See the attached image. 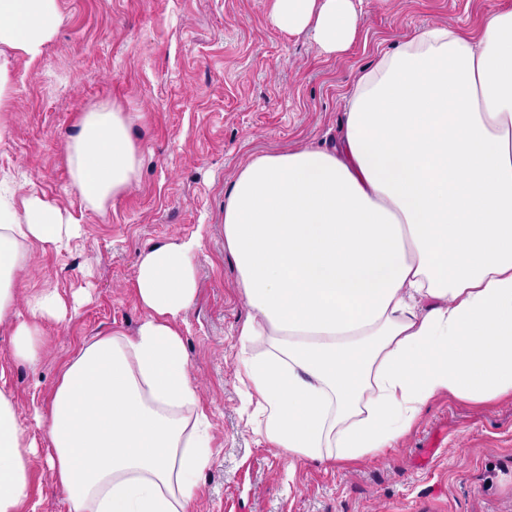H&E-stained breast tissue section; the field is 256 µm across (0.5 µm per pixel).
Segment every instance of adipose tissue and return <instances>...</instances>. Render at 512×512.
<instances>
[{
  "label": "adipose tissue",
  "instance_id": "adipose-tissue-1",
  "mask_svg": "<svg viewBox=\"0 0 512 512\" xmlns=\"http://www.w3.org/2000/svg\"><path fill=\"white\" fill-rule=\"evenodd\" d=\"M327 54L355 34L352 0H273ZM58 0H0V112L14 61L37 59ZM73 184L101 209L137 182L125 113L84 109L67 145ZM56 204L0 194V324L34 365L63 302L15 309L28 248L70 237ZM192 241L154 246L136 293L147 317L84 343L62 367L44 433L67 512H190L211 460L209 423L178 320L196 296ZM224 248L248 307L242 378L261 434L289 463L393 448L446 393L512 399V11L479 33L420 31L362 72L333 147L256 157L224 196ZM35 448L0 391V512L29 496Z\"/></svg>",
  "mask_w": 512,
  "mask_h": 512
}]
</instances>
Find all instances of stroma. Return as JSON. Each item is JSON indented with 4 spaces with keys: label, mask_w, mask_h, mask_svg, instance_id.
Masks as SVG:
<instances>
[{
    "label": "stroma",
    "mask_w": 512,
    "mask_h": 512,
    "mask_svg": "<svg viewBox=\"0 0 512 512\" xmlns=\"http://www.w3.org/2000/svg\"><path fill=\"white\" fill-rule=\"evenodd\" d=\"M272 2L59 0L63 23L52 42L15 65L0 181L79 224L58 246L31 245L18 275L20 297L49 288L66 304L43 327L39 363L17 361L0 326V390L37 445L21 512H66L35 409L48 406L83 343L135 332L145 316L135 293L142 253L187 240L200 243L198 294L179 327L212 435L191 512H512V399L480 405L441 394L380 457L289 469L243 396L237 328L248 307L223 224L224 194L241 166L335 145L358 75L382 53L435 25L478 32L512 0H352L355 38L333 55L310 30L280 29ZM102 103L129 116L141 163L136 185L98 211L73 186L67 144L79 112Z\"/></svg>",
    "instance_id": "stroma-1"
}]
</instances>
